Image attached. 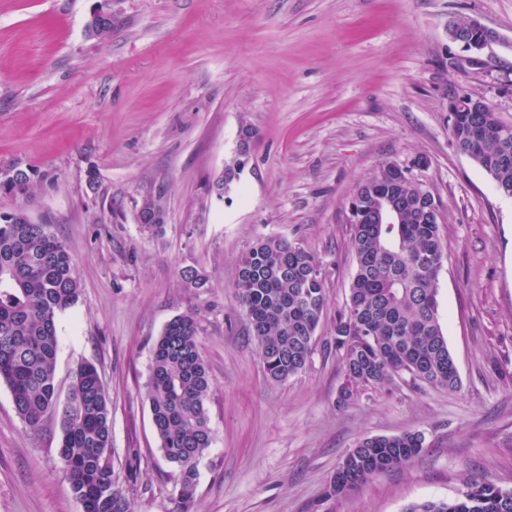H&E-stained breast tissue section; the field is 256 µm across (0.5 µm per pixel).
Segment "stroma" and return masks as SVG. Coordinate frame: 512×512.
I'll return each mask as SVG.
<instances>
[{"label": "stroma", "mask_w": 512, "mask_h": 512, "mask_svg": "<svg viewBox=\"0 0 512 512\" xmlns=\"http://www.w3.org/2000/svg\"><path fill=\"white\" fill-rule=\"evenodd\" d=\"M99 2L0 0V166L44 175L29 202L0 194V211L25 208L76 260L58 393L78 363L97 367L135 512H176L178 470L146 392L155 339L189 311L213 382L197 512H408L456 498L467 476L512 489V197L457 149L448 112L469 93L512 122V0H118L123 23L104 40L86 29ZM471 17L500 35L476 63L448 38ZM245 130L244 167L217 193ZM420 157L441 205L439 313L462 388L397 381L342 405L330 343L355 268L349 200L380 165ZM161 185L165 232L152 238L137 213ZM267 236L328 270L317 348L285 382L267 377L233 288L239 256ZM187 268L207 287H185ZM417 431L409 466L328 497L361 438ZM58 440L55 419L27 429L0 385V512H83Z\"/></svg>", "instance_id": "stroma-1"}]
</instances>
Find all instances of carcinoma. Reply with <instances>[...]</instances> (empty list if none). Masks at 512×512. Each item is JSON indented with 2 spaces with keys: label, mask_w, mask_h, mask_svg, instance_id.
Masks as SVG:
<instances>
[{
  "label": "carcinoma",
  "mask_w": 512,
  "mask_h": 512,
  "mask_svg": "<svg viewBox=\"0 0 512 512\" xmlns=\"http://www.w3.org/2000/svg\"><path fill=\"white\" fill-rule=\"evenodd\" d=\"M118 23V15L108 14L87 29L104 38ZM478 120L482 134L466 148L509 190L512 125L505 140L500 127L506 122L495 113ZM37 176L19 167L11 182L0 184V192L28 200ZM441 243V225L423 206L408 209L398 224L350 225L356 268L336 312L332 343L343 376L352 372L372 389L397 378L416 387L460 388L440 322L439 274L446 258L437 250ZM181 278L188 288L207 287V277L196 269L181 271ZM234 288L268 377L284 382L305 369L328 302L322 261L297 242L259 238L242 253ZM80 296L76 261L67 245L21 210L0 212V383L30 429L39 430L50 413L58 415V456L84 512H134L110 461L111 409L96 366H77L63 401L55 384L57 317ZM199 336L195 313L177 315L152 350L147 400L160 448L180 472L174 488L177 512H192L198 463L212 444L207 409L212 379ZM424 444L421 432L361 439L337 467L343 485L331 483L327 496H344L377 473L412 463ZM409 512H512V490L467 478L455 499L427 501Z\"/></svg>",
  "instance_id": "carcinoma-1"
}]
</instances>
